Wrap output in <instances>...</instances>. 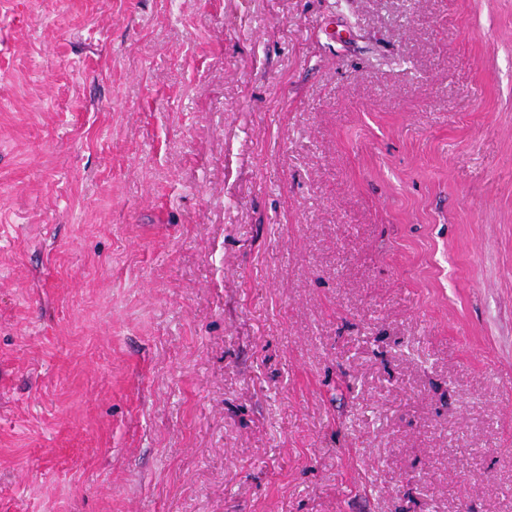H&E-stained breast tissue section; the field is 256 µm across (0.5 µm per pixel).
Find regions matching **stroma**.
Masks as SVG:
<instances>
[{
  "label": "stroma",
  "instance_id": "35a3bbf8",
  "mask_svg": "<svg viewBox=\"0 0 512 512\" xmlns=\"http://www.w3.org/2000/svg\"><path fill=\"white\" fill-rule=\"evenodd\" d=\"M0 512H512V0H0Z\"/></svg>",
  "mask_w": 512,
  "mask_h": 512
}]
</instances>
